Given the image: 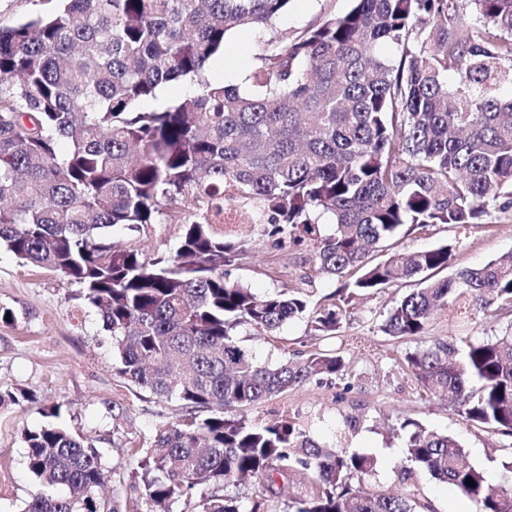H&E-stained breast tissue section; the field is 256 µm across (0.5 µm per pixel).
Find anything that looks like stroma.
<instances>
[{"mask_svg":"<svg viewBox=\"0 0 512 512\" xmlns=\"http://www.w3.org/2000/svg\"><path fill=\"white\" fill-rule=\"evenodd\" d=\"M350 7V0H291L276 26L289 33L316 23L323 9L340 16ZM267 37L262 28L234 31L229 53L210 61L209 79L243 85L255 49ZM116 234L137 242L143 258L151 260L176 251L181 227L157 224L140 231L120 228ZM455 240L461 243L453 257L456 270L512 252V209L492 201L480 225L416 229L401 234L397 247L423 250ZM248 248L254 258L230 266L232 280L260 293L300 286L305 272L300 255L272 250L258 239L249 241ZM415 286L411 280L400 289L356 300L350 318L332 341L352 369L349 381L314 379L256 411L263 419L295 418L322 443L334 440L347 417L358 418L345 446L376 458V472L364 482L372 492L399 494L405 488L397 467L403 441L395 429L401 419L456 437L471 461L492 478L506 442L489 429L467 424L446 401L419 393L406 375L401 359L418 349L420 342L392 338L381 326L392 298ZM76 291V285L64 277L21 265L0 246V307L12 313L11 320L0 321V389L28 395L20 404L0 406V512H19L30 497L33 483L25 469L21 431L39 425L47 408L60 406L65 425L73 433L93 438L104 464L121 473L129 462V448L150 436L161 420L174 421L183 414L179 403L160 402L117 374L112 338L97 311L75 300ZM508 332H512V313L488 319L476 314L465 323L457 319L455 309L448 308L431 318L425 339L467 336L475 341ZM237 338L258 361L272 364L321 345L304 318L286 323L275 336L245 325L238 328ZM418 480L431 512H476L473 502L429 474H419Z\"/></svg>","mask_w":512,"mask_h":512,"instance_id":"35a3bbf8","label":"stroma"}]
</instances>
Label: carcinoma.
<instances>
[{
  "instance_id": "obj_1",
  "label": "carcinoma",
  "mask_w": 512,
  "mask_h": 512,
  "mask_svg": "<svg viewBox=\"0 0 512 512\" xmlns=\"http://www.w3.org/2000/svg\"><path fill=\"white\" fill-rule=\"evenodd\" d=\"M291 0H56L0 24V245L80 288L112 336L117 373L184 414L129 449L116 480L94 440L60 421L25 428L35 484L22 512H270L293 476L312 473L293 512H424L411 482L425 471L473 501L512 512V443L489 479L453 436L405 419L403 494L363 488L376 460L321 444L290 418L255 421L258 405L314 379L344 380L334 349L259 362L236 339L307 317L332 339L352 300L421 277L382 330L422 338L437 310L512 312V253L448 269L455 243L404 252L409 225L481 223L488 202L512 207V0H352L290 35ZM272 32L251 91L212 82L230 34ZM399 55L386 57L382 46ZM196 90L161 109L160 88ZM233 210L247 224H215ZM180 224L175 254L151 262L112 230ZM258 237L304 252L343 284L313 307L297 288L258 294L226 267ZM417 389L467 423L512 439V334L435 339L404 357ZM474 480L475 486L466 484ZM254 479L244 500L224 493ZM112 485V495L104 488ZM138 499L123 503L126 487ZM146 506L141 510L140 506Z\"/></svg>"
}]
</instances>
